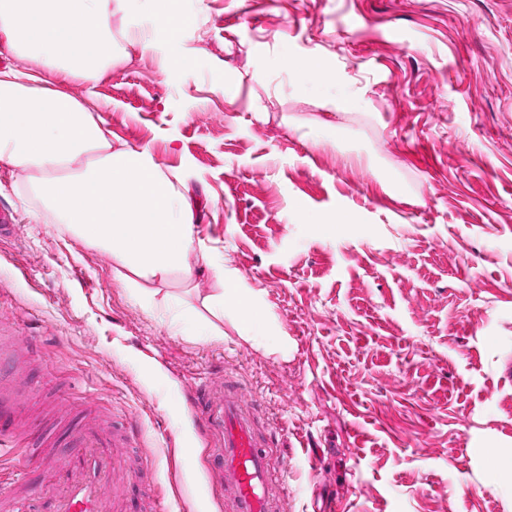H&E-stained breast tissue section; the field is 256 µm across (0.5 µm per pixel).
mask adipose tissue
Listing matches in <instances>:
<instances>
[{
    "mask_svg": "<svg viewBox=\"0 0 512 512\" xmlns=\"http://www.w3.org/2000/svg\"><path fill=\"white\" fill-rule=\"evenodd\" d=\"M158 35L139 27L112 33V0H0V42L34 56L65 77L96 83L116 64L118 41L141 53ZM0 164L25 174L19 193L43 207L84 244L111 252L115 277L139 287L193 276L195 204L179 175L163 168L150 147H116L99 108L34 75L0 72ZM220 293L204 297L213 315L232 309L243 331L259 324L256 299L237 278L217 270Z\"/></svg>",
    "mask_w": 512,
    "mask_h": 512,
    "instance_id": "adipose-tissue-1",
    "label": "adipose tissue"
}]
</instances>
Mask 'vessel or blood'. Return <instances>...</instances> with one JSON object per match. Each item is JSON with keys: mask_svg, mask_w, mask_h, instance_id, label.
Returning <instances> with one entry per match:
<instances>
[{"mask_svg": "<svg viewBox=\"0 0 512 512\" xmlns=\"http://www.w3.org/2000/svg\"><path fill=\"white\" fill-rule=\"evenodd\" d=\"M24 372L0 371V446L34 429L22 422L25 405L15 387ZM192 410L220 436L214 462L224 496V512H282L286 476L271 468L270 442L259 434L257 408L245 399L244 387L227 376L224 397L215 405L196 399ZM71 454H31L29 469L0 486V512H119L120 503L104 490L135 475L126 468L125 450L132 433L90 412L65 429Z\"/></svg>", "mask_w": 512, "mask_h": 512, "instance_id": "obj_1", "label": "vessel or blood"}]
</instances>
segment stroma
Masks as SVG:
<instances>
[{
	"mask_svg": "<svg viewBox=\"0 0 512 512\" xmlns=\"http://www.w3.org/2000/svg\"><path fill=\"white\" fill-rule=\"evenodd\" d=\"M159 55L97 84L0 45V70L106 104L116 146L150 147L199 201L214 264L145 298L110 253L23 204L0 165V336H34L24 396L87 398L132 428L136 512H224L189 410L233 374L261 403L283 512H512V0H183ZM188 61L168 75L161 56ZM320 55L315 81L284 58ZM358 106L335 112L337 92ZM347 212L356 225L323 228ZM251 288L263 323L187 316ZM498 451V462L481 451Z\"/></svg>",
	"mask_w": 512,
	"mask_h": 512,
	"instance_id": "35a3bbf8",
	"label": "stroma"
}]
</instances>
